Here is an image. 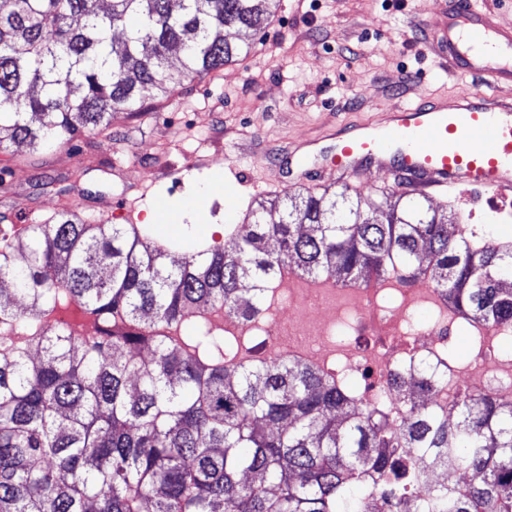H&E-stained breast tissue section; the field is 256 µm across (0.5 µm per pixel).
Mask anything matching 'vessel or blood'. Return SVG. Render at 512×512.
I'll use <instances>...</instances> for the list:
<instances>
[{
    "mask_svg": "<svg viewBox=\"0 0 512 512\" xmlns=\"http://www.w3.org/2000/svg\"><path fill=\"white\" fill-rule=\"evenodd\" d=\"M432 46L443 67L476 77L478 90L451 105L431 97L405 102L383 121L338 130L334 144L297 159L305 178L350 183L377 168L423 192L469 186L512 197V103L494 93L512 82V31L476 0H448Z\"/></svg>",
    "mask_w": 512,
    "mask_h": 512,
    "instance_id": "1",
    "label": "vessel or blood"
}]
</instances>
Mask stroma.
<instances>
[{
  "instance_id": "1",
  "label": "stroma",
  "mask_w": 512,
  "mask_h": 512,
  "mask_svg": "<svg viewBox=\"0 0 512 512\" xmlns=\"http://www.w3.org/2000/svg\"><path fill=\"white\" fill-rule=\"evenodd\" d=\"M444 0H280L255 50L218 80L185 82L178 102L153 111L117 114L111 136H89L27 163V148L0 172V213L17 223L24 213L44 220L61 205L89 221H107L116 206L142 213L176 212L177 224H157L184 251L224 239L228 216L243 219L259 193H215L193 214L185 203L217 171L237 166L245 178L296 183L288 156L331 143L343 125L380 119L402 101L439 97L452 103L477 81L443 70L427 42ZM87 170L81 183L71 175ZM461 223L505 234L491 194L468 190L432 195Z\"/></svg>"
}]
</instances>
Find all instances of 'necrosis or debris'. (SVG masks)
Segmentation results:
<instances>
[{
  "label": "necrosis or debris",
  "instance_id": "1",
  "mask_svg": "<svg viewBox=\"0 0 512 512\" xmlns=\"http://www.w3.org/2000/svg\"><path fill=\"white\" fill-rule=\"evenodd\" d=\"M335 294V302L322 300L308 306L294 299L284 281H277L262 321L245 323L228 317L224 333L262 337V355L311 361L324 367L340 385L364 379V387L355 392L356 400L381 410L393 423L406 415L405 384L423 362L439 377L427 401L444 414L453 412L467 390L488 392L512 403V357L502 352V328H483L472 361L457 367L448 362L454 322L435 319L423 324L412 318L423 305L447 310L437 289L407 288L392 279L385 285L339 287ZM285 315L297 332L291 342L283 344L275 331ZM403 454L416 464L418 488L401 512H427L435 484L458 488L465 482L453 467L430 468L425 449L407 448Z\"/></svg>",
  "mask_w": 512,
  "mask_h": 512
}]
</instances>
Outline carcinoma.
<instances>
[{"label":"carcinoma","mask_w":512,"mask_h":512,"mask_svg":"<svg viewBox=\"0 0 512 512\" xmlns=\"http://www.w3.org/2000/svg\"><path fill=\"white\" fill-rule=\"evenodd\" d=\"M11 0L0 11V153L112 136L120 112L171 101L255 48L278 0ZM180 52L179 66L169 64ZM224 243L172 258L150 224L62 210L0 229V512H369L415 491L403 448L447 452L478 482L442 512H512V405L462 395L441 418L425 365L394 425L306 361L238 358L283 266L363 283L399 269L479 337L512 332V238L409 193H287ZM61 310L72 320L53 321Z\"/></svg>","instance_id":"obj_1"}]
</instances>
